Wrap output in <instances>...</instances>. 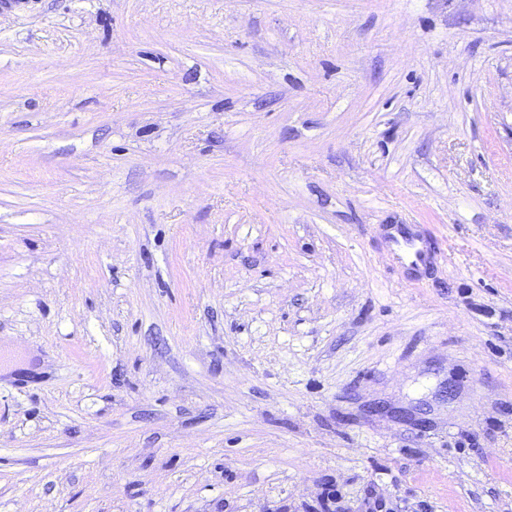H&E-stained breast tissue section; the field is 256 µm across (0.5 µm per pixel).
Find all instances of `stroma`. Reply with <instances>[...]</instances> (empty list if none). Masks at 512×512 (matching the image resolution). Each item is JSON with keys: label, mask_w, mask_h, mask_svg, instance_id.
I'll list each match as a JSON object with an SVG mask.
<instances>
[{"label": "stroma", "mask_w": 512, "mask_h": 512, "mask_svg": "<svg viewBox=\"0 0 512 512\" xmlns=\"http://www.w3.org/2000/svg\"><path fill=\"white\" fill-rule=\"evenodd\" d=\"M27 361L0 512H512V0H0ZM413 226L399 224L387 233V247L394 261L413 273H421L432 267L436 255L430 242Z\"/></svg>", "instance_id": "stroma-1"}]
</instances>
